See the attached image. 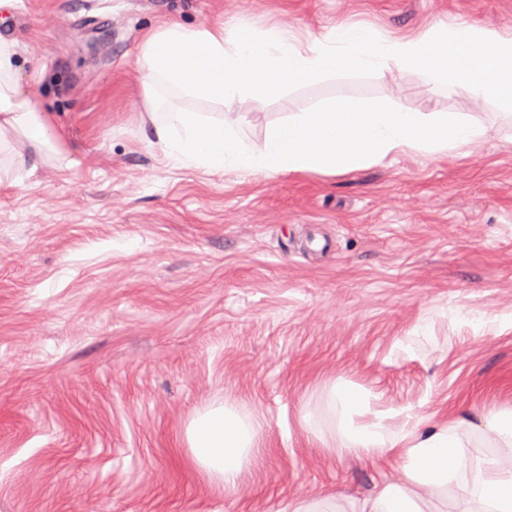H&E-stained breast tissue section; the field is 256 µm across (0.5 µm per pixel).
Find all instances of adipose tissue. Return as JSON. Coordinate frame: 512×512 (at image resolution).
I'll use <instances>...</instances> for the list:
<instances>
[{
	"instance_id": "ef3b65f1",
	"label": "adipose tissue",
	"mask_w": 512,
	"mask_h": 512,
	"mask_svg": "<svg viewBox=\"0 0 512 512\" xmlns=\"http://www.w3.org/2000/svg\"><path fill=\"white\" fill-rule=\"evenodd\" d=\"M17 55L16 42L0 37V140L15 132L28 142L31 155L15 154L13 167L30 175L37 156L52 146V123L24 94ZM138 65L151 102L161 84L230 108L327 76L368 71L383 78L411 68L433 86L461 87L474 101L492 99L512 112V32L464 21H440L423 32L393 37L342 22L304 45L279 32L259 37L240 30L229 38L220 25L195 29L166 21L146 34ZM144 131L150 144L183 167L268 175L333 174L408 151L448 154L479 144L487 135L482 124L456 112H416L353 99L270 127L257 149L243 144L224 120L178 106L148 112ZM333 400L341 410L348 449L372 460L397 450L404 456L402 478L385 484L361 512H424L429 495L451 482L459 497L478 498L482 512H512V412L486 416L485 435L508 453L492 460L471 487L461 480L466 462L455 425L394 434L379 420L356 422L367 403L363 394L342 386ZM186 441L196 467L224 491L237 487L260 450L257 428L224 405L193 419Z\"/></svg>"
}]
</instances>
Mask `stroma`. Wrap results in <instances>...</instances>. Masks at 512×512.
I'll list each match as a JSON object with an SVG mask.
<instances>
[{"instance_id":"obj_1","label":"stroma","mask_w":512,"mask_h":512,"mask_svg":"<svg viewBox=\"0 0 512 512\" xmlns=\"http://www.w3.org/2000/svg\"><path fill=\"white\" fill-rule=\"evenodd\" d=\"M512 31V0H13L26 94L54 148L0 180V512H336L403 458L345 449L331 390L388 427L459 423L474 481L512 412V117L410 69L290 86L225 114L262 145L274 123L347 95L461 112L485 142L336 175L181 168L142 130L145 34L175 20L299 43L342 21L387 36L439 20ZM226 404L261 427L231 494L185 432ZM327 447H319V439ZM484 434L492 441L503 445L505 448L512 447V412L489 413L485 417Z\"/></svg>"}]
</instances>
